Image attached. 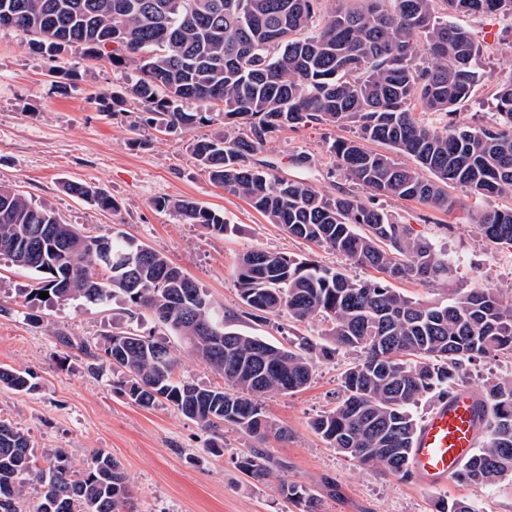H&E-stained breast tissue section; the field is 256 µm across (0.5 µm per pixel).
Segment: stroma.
I'll list each match as a JSON object with an SVG mask.
<instances>
[{
    "mask_svg": "<svg viewBox=\"0 0 512 512\" xmlns=\"http://www.w3.org/2000/svg\"><path fill=\"white\" fill-rule=\"evenodd\" d=\"M456 22L483 50L477 61L482 80L456 112L426 115V122L439 129L485 123L499 81L512 74V22L486 16H460ZM68 69L78 76L62 95L52 73ZM139 76L137 61L115 69L107 63L89 65L70 53L49 59L30 52L12 29L0 28V184L47 204L65 223L89 234L117 229L164 253L206 289L238 331L276 344L319 335L324 325L316 318L299 322L283 312L259 322L246 316L234 273L239 257L264 249L341 267L352 277H372V270L289 236L244 199L209 181L190 144L227 134L223 120H204L171 135L148 125L139 104L128 103L122 112L103 111L104 93L132 86ZM352 134V129L326 124L285 129L269 139L262 157L281 174L333 194L346 181L332 169L327 148ZM300 153L308 163H294ZM70 180L100 187L115 209L102 210L69 195L63 184ZM448 194L455 207L447 214L395 197L375 199V206L410 225L413 237L428 240L456 262L448 280L427 285L404 279L395 282V289L420 302L446 299L460 288L487 289L512 301V245L489 242L466 223L467 212L478 202L464 188H451ZM163 197L189 198L222 213L227 231L208 234L175 211L156 209L155 200ZM35 285L32 273L0 261V366L29 371L38 382L31 393L0 386V416L29 437L38 452L37 468L45 467L47 449H63L77 469L95 451L108 452L123 465L134 512H298L280 492L284 482L316 494L321 512H437L442 499L467 500L477 512H512L510 480L492 487L453 482L428 491L411 480L366 473L313 432V419L342 398L344 373L358 358L354 352L317 361L300 390L264 397L269 415L287 428V440L271 437L259 443L228 426L222 455L207 453L209 431L169 404L137 406L119 390L117 375H90L82 355L58 343L60 329L100 344L106 334L126 330L123 296L100 306L26 301L25 292ZM256 446L272 461V478L260 483L235 464L240 453Z\"/></svg>",
    "mask_w": 512,
    "mask_h": 512,
    "instance_id": "35a3bbf8",
    "label": "stroma"
}]
</instances>
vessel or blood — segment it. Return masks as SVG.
Listing matches in <instances>:
<instances>
[{"instance_id": "b4317fda", "label": "vessel or blood", "mask_w": 512, "mask_h": 512, "mask_svg": "<svg viewBox=\"0 0 512 512\" xmlns=\"http://www.w3.org/2000/svg\"><path fill=\"white\" fill-rule=\"evenodd\" d=\"M485 418L478 393L459 387L435 404L419 424L411 448V470L426 489L446 488L470 460Z\"/></svg>"}]
</instances>
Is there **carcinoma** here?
<instances>
[{
    "label": "carcinoma",
    "mask_w": 512,
    "mask_h": 512,
    "mask_svg": "<svg viewBox=\"0 0 512 512\" xmlns=\"http://www.w3.org/2000/svg\"><path fill=\"white\" fill-rule=\"evenodd\" d=\"M451 14L512 21V0H0V19L12 17L5 25L33 52L55 57L72 50L115 68L140 60L138 82L103 95L105 111H121L131 99L152 114L158 131L173 133L217 110L238 132L192 143L209 180L289 235L384 277L355 280L260 249L243 254L235 277L251 317L286 311L325 325L318 338L303 336L284 347L230 329L224 310L164 254L116 230L87 235L2 184L0 258L34 274L35 291L59 302L97 306L121 294L130 319L151 314L198 362L222 375L224 386L210 388L179 377L164 336L119 332L101 348L56 332L63 347L88 359L92 374L121 373L119 388L136 405L165 401L210 431V453L224 447L226 424L260 441L271 433L288 438L261 398L304 387L317 358L360 353L345 372L343 398L312 429L371 473L411 480L413 407L428 394L447 397L464 379L466 363L492 353L512 357L511 301L474 288L421 303L390 288V279L446 280L453 264L358 192L439 212L454 208L450 186L480 199L512 195V75L496 92L494 118L482 126L438 129L416 117L418 109L450 114L481 81L480 47L447 20ZM310 123L357 130L356 138L329 146L352 187L322 194L257 159L273 134ZM366 142L413 164L370 151ZM64 189L103 210L115 208L106 192L86 182H67ZM154 205L208 234L224 232V215L194 200L161 198ZM468 219L483 238L512 244V208L490 206ZM205 319L223 333L216 350L193 341ZM0 386L29 393L37 382L30 372L0 367ZM481 396L486 431L457 480L489 486L512 476V378L487 382ZM34 457L29 438L0 417V512L133 510L127 476L112 455L100 450L77 471L61 449L38 471ZM236 467L257 482L270 474L258 448L238 456ZM31 479L40 492L24 509ZM281 492L299 512H319L320 500L305 487L286 484Z\"/></svg>",
    "instance_id": "carcinoma-1"
}]
</instances>
